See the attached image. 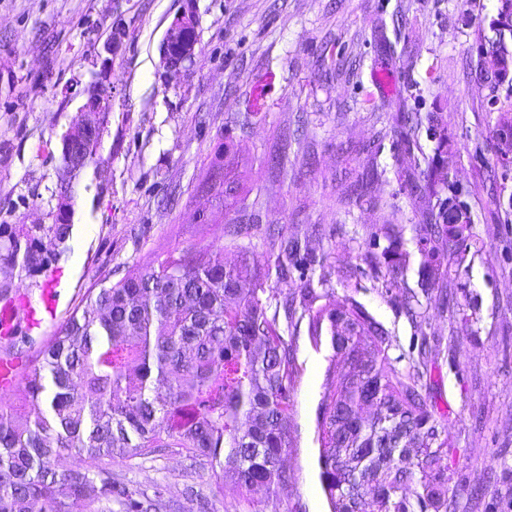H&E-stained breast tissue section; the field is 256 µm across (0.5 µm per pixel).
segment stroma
<instances>
[{
    "instance_id": "obj_1",
    "label": "stroma",
    "mask_w": 512,
    "mask_h": 512,
    "mask_svg": "<svg viewBox=\"0 0 512 512\" xmlns=\"http://www.w3.org/2000/svg\"><path fill=\"white\" fill-rule=\"evenodd\" d=\"M498 0H0V225L25 229L56 222L67 205L65 242H49L63 288L52 336L104 274L120 279L135 265L158 264L191 246L223 251L224 225L203 224L215 200L200 189L225 142L253 161L258 224H316L314 248L332 249L337 268L364 267L365 239L400 209L392 127L397 104L440 112L464 158L454 181L473 218L479 248L465 264L480 307L475 324L456 306L412 319L360 276L355 297L402 346L423 340L434 366L432 394L448 410L459 456L458 512H512V223L493 218L498 194L471 159L495 161V115L474 74L479 22ZM192 17L193 42L178 73L163 60L173 23ZM111 88L96 162L81 170L60 202L63 143L81 118L91 85ZM252 111L248 128L237 113ZM378 141L385 175L371 201L346 194L365 158L354 145ZM300 376L293 395L288 489L257 495L250 512H329L317 464V405L329 365L304 319L288 328ZM117 473L146 492L164 486L178 501L186 486L209 512H234L243 494L216 489L204 459L169 448Z\"/></svg>"
}]
</instances>
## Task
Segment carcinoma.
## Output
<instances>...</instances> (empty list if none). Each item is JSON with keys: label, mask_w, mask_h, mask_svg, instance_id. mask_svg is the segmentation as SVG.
Returning <instances> with one entry per match:
<instances>
[{"label": "carcinoma", "mask_w": 512, "mask_h": 512, "mask_svg": "<svg viewBox=\"0 0 512 512\" xmlns=\"http://www.w3.org/2000/svg\"><path fill=\"white\" fill-rule=\"evenodd\" d=\"M479 80L498 130L512 128V89L500 87L492 64L512 58V37L477 29ZM397 152L412 158L400 190L422 218L413 245L431 295L450 276L461 278L465 256L477 247L472 221H453L457 198L448 171L461 162L441 112H397ZM427 123L428 157L408 132ZM487 173L500 191L512 172V140L498 148ZM202 190L224 199V254L187 249L156 266L108 274L86 290L80 305L49 341L7 334L3 356L27 346L21 371L23 412L0 397V512H157L154 497L129 487L116 461L144 459L180 448L209 463L215 485L230 483L252 496L288 486L292 396L299 378L293 342L279 318L296 310L308 319L315 347L332 358L317 413L319 478L331 512H457L465 486L453 483L458 448L448 436L447 412L424 383L425 344L404 352L355 296L327 287L336 272L332 252L309 246L317 225L284 235L261 233L248 212L251 161L232 142L215 159ZM405 224H384L367 242V259L381 291H398L407 313L420 317L415 292L402 288L408 268ZM63 241L69 225H39L19 235L0 227V255L26 272L46 263L39 235ZM262 236L263 251L250 244ZM387 245L380 246V239ZM321 269L318 284L307 276ZM68 456L69 468L57 462Z\"/></svg>", "instance_id": "1"}]
</instances>
